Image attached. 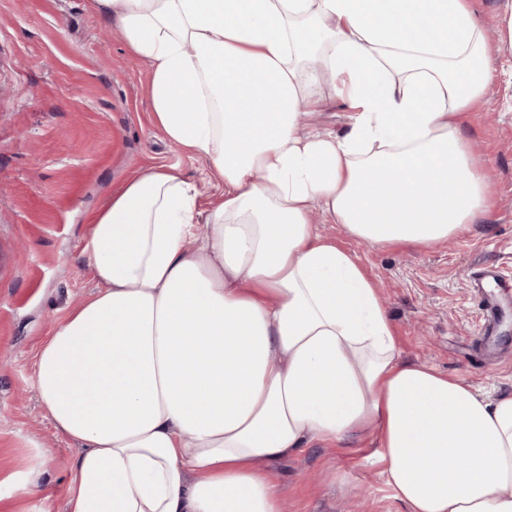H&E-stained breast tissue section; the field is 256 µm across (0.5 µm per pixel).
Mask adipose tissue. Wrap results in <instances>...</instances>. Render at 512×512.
<instances>
[{
  "mask_svg": "<svg viewBox=\"0 0 512 512\" xmlns=\"http://www.w3.org/2000/svg\"><path fill=\"white\" fill-rule=\"evenodd\" d=\"M134 56L177 167L90 217L96 291L41 346L36 388L81 445L65 512H281L262 469L374 433L407 512H512V395L403 361L329 223L427 249L493 207L460 118L512 51L471 0H91ZM344 134L302 131L320 79Z\"/></svg>",
  "mask_w": 512,
  "mask_h": 512,
  "instance_id": "ef3b65f1",
  "label": "adipose tissue"
}]
</instances>
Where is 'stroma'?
<instances>
[{
  "label": "stroma",
  "mask_w": 512,
  "mask_h": 512,
  "mask_svg": "<svg viewBox=\"0 0 512 512\" xmlns=\"http://www.w3.org/2000/svg\"><path fill=\"white\" fill-rule=\"evenodd\" d=\"M464 113L462 134L486 164L495 206L431 249L373 248L337 224L322 232L353 250L380 288L402 359L497 396L512 394V313L478 341L470 276L512 268V55ZM149 66L131 55L90 0H0V512H64L78 447L45 417L34 381L38 349L95 290L82 252L88 217L144 167L201 176L168 144L147 99ZM314 123L342 133L351 108L320 83ZM38 466L34 495L16 493ZM374 436L313 446L269 466L288 512H405L387 485Z\"/></svg>",
  "instance_id": "35a3bbf8"
}]
</instances>
